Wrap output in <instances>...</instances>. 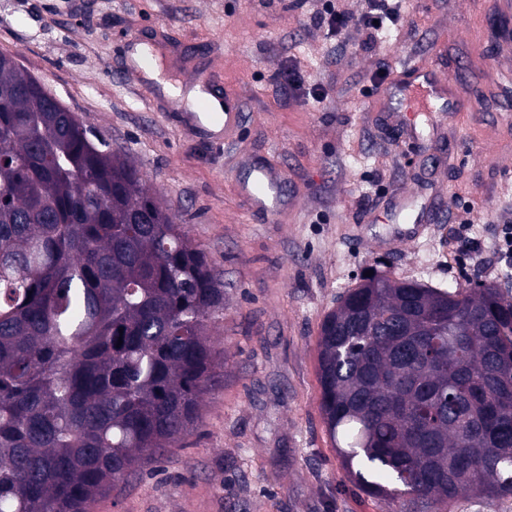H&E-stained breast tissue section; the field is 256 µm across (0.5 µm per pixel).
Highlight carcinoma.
Segmentation results:
<instances>
[{
  "label": "carcinoma",
  "mask_w": 512,
  "mask_h": 512,
  "mask_svg": "<svg viewBox=\"0 0 512 512\" xmlns=\"http://www.w3.org/2000/svg\"><path fill=\"white\" fill-rule=\"evenodd\" d=\"M0 54V512H90L194 431L224 282L127 154ZM347 477L395 502L512 496V300L377 273L320 326Z\"/></svg>",
  "instance_id": "1"
}]
</instances>
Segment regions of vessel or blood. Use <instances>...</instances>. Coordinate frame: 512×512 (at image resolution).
<instances>
[{
	"instance_id": "b4317fda",
	"label": "vessel or blood",
	"mask_w": 512,
	"mask_h": 512,
	"mask_svg": "<svg viewBox=\"0 0 512 512\" xmlns=\"http://www.w3.org/2000/svg\"><path fill=\"white\" fill-rule=\"evenodd\" d=\"M204 95L196 101L192 112L170 106L169 115L183 129L205 139L213 148L231 145L244 125V112L240 97L224 85L218 76H211L202 86ZM387 95L399 98L406 111L431 112L435 115L453 112L454 103L448 96L445 80L438 74L437 65L424 67L418 80L386 87ZM243 164L250 168V177L236 183L240 200L255 214L278 222L295 210L299 194H286L283 185L287 179L284 168L271 166L250 155L243 156Z\"/></svg>"
}]
</instances>
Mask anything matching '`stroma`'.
Returning <instances> with one entry per match:
<instances>
[{"label": "stroma", "mask_w": 512, "mask_h": 512, "mask_svg": "<svg viewBox=\"0 0 512 512\" xmlns=\"http://www.w3.org/2000/svg\"><path fill=\"white\" fill-rule=\"evenodd\" d=\"M320 0H0V54L45 85L113 147L184 224L224 280L217 345L224 384L204 397L184 447L98 501L94 512H387L347 477L320 411L316 345L325 314L372 269L446 290L470 282L512 296L493 249L512 213V46L494 0H402L367 41L328 38ZM163 44L161 79L219 70L246 119L224 150L156 109L158 82L124 74L125 37ZM441 63L457 112L401 121L384 83ZM306 80L284 92L278 75ZM384 82H377L376 72ZM278 161L300 204L277 224L234 185L239 154ZM468 217L478 253L462 249Z\"/></svg>", "instance_id": "stroma-1"}]
</instances>
